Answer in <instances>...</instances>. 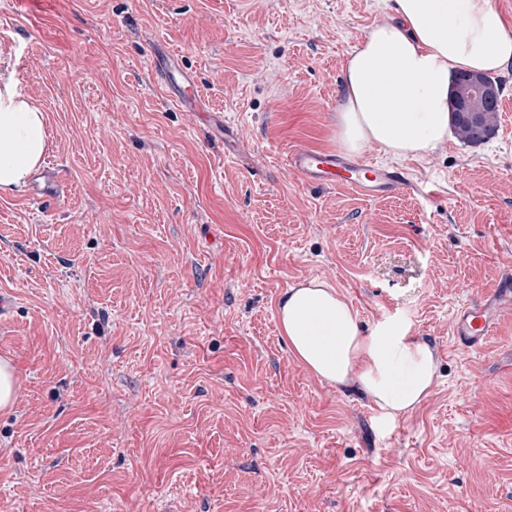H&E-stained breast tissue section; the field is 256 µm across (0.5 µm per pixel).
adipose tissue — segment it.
<instances>
[{
	"label": "adipose tissue",
	"instance_id": "1",
	"mask_svg": "<svg viewBox=\"0 0 512 512\" xmlns=\"http://www.w3.org/2000/svg\"><path fill=\"white\" fill-rule=\"evenodd\" d=\"M390 11L345 62L337 142L353 154L373 142L400 159L448 137L457 72L512 67V34L491 0H391ZM47 146L44 112L0 73V191L26 186ZM277 317L298 361L337 386H359L382 417L397 418L429 396L435 354L400 319L363 332L336 287L318 279L288 288Z\"/></svg>",
	"mask_w": 512,
	"mask_h": 512
}]
</instances>
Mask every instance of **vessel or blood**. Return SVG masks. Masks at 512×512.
<instances>
[{"instance_id": "1", "label": "vessel or blood", "mask_w": 512, "mask_h": 512, "mask_svg": "<svg viewBox=\"0 0 512 512\" xmlns=\"http://www.w3.org/2000/svg\"><path fill=\"white\" fill-rule=\"evenodd\" d=\"M153 70L164 80L170 98L184 111L199 112L206 116L224 135V155L230 159L240 158L244 145L238 130L222 115L211 111L208 102L189 94L191 76L182 69L179 56L172 51L162 52L153 61ZM288 167L304 182L339 186L351 189L366 197L396 196L410 187L407 174L397 169L386 168L362 159H351L335 151L297 146L288 154ZM512 307V287L500 284L492 302L469 305L458 311L453 335L458 346L475 348L489 336L504 309Z\"/></svg>"}]
</instances>
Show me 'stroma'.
I'll return each mask as SVG.
<instances>
[{"label":"stroma","instance_id":"1","mask_svg":"<svg viewBox=\"0 0 512 512\" xmlns=\"http://www.w3.org/2000/svg\"><path fill=\"white\" fill-rule=\"evenodd\" d=\"M386 0H29L0 72L47 115L58 196L0 193V512H512V309L474 350L464 306L512 274V72L493 138L402 159L417 191L303 182L335 147L348 55ZM179 54L245 145L228 159L155 80ZM334 285L364 330L438 359L387 420L290 352L277 303ZM15 372L9 360L0 359V409L11 408L17 399Z\"/></svg>","mask_w":512,"mask_h":512}]
</instances>
